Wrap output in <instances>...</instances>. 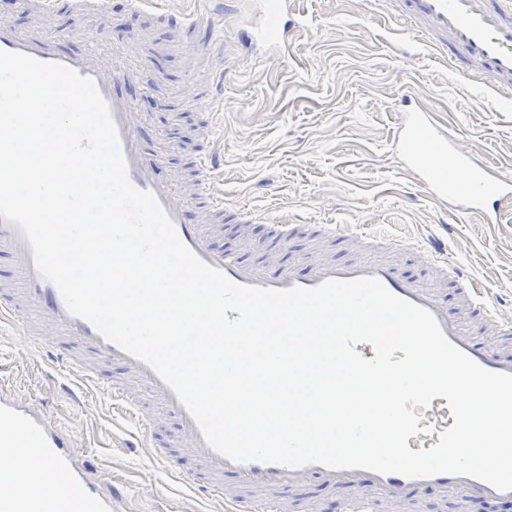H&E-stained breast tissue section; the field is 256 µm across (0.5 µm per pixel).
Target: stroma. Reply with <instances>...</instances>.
Listing matches in <instances>:
<instances>
[{"label":"stroma","mask_w":512,"mask_h":512,"mask_svg":"<svg viewBox=\"0 0 512 512\" xmlns=\"http://www.w3.org/2000/svg\"><path fill=\"white\" fill-rule=\"evenodd\" d=\"M160 6L167 20L129 12L126 0H108L105 18L114 34L102 50L108 65L130 71L124 90L146 115L142 136L162 160L161 176L189 190L190 163L202 130H209L224 150L228 202L286 223L304 208L313 223H360L402 243L448 234L453 259L494 288L503 310L512 309V218L493 226L449 223L447 205L414 186L394 144L397 97L411 82L419 102L465 147L512 170V112L488 115L473 88L431 51L402 52L399 23L386 14L369 17V0H290L302 22L290 29L282 59L241 40V23L253 4L239 0L237 13L221 25L239 63L224 79L223 103L208 126L201 87L211 61L190 59L188 49L206 45L212 31L200 26L181 40L173 32L174 18L201 10L204 0H161ZM0 23L45 30L66 52L86 47V18L64 4L42 15L22 0H0ZM124 33L139 37L137 56L123 55L118 37ZM59 372L49 357L33 351L16 323L0 322V382L48 410L103 491L125 486L122 512H208L205 502L172 489L147 449L125 447V426L108 397L76 388L61 393L54 382ZM396 512H512V505L428 490Z\"/></svg>","instance_id":"1"}]
</instances>
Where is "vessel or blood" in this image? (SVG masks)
Listing matches in <instances>:
<instances>
[{"mask_svg":"<svg viewBox=\"0 0 512 512\" xmlns=\"http://www.w3.org/2000/svg\"><path fill=\"white\" fill-rule=\"evenodd\" d=\"M209 2L208 8L182 18L181 32L202 24L214 25L234 12L237 4V0ZM394 2L407 42L432 47L448 59L461 78L478 76L477 86L486 93L481 101L486 111H512V0ZM72 3L89 17L85 30L89 44L82 53L60 51L54 37L44 32L20 31L4 24H0V49L56 61L95 80L115 122L130 183L154 194L179 238L203 261L222 269L235 282L278 289L314 287L329 278L376 277L393 294L429 310L445 336L481 367L512 374V348H492L475 340L442 296L444 284H453L475 326L512 341V314L496 309L489 287L449 259L447 239H427L412 246L416 257L438 275L430 284L406 277L396 263L366 257V250L391 247L395 241L365 233L358 224L268 225V239L282 250L297 236L313 234L343 244L353 253L344 261L314 260L303 272L293 263L272 272L266 262L245 260L217 245L211 225L257 224L260 216L252 208L225 199L214 176L220 159L211 140H204L198 154L197 177L190 195L178 193L157 177L159 160L142 143L137 105L119 92L121 76L108 69L101 56L99 21L105 13V0ZM288 28V0H257L256 11L244 21L241 32L249 44L283 52L288 45ZM205 52L214 61L207 78V101L214 109L222 101L232 54L220 35L212 37ZM401 102L395 145L416 185L434 201L447 204L459 223L499 224L504 216H512V173L475 159L433 110L416 104L412 92L402 91ZM193 202L200 214L195 224L187 221ZM0 249L7 251L19 274L16 287L0 289V318L16 321L36 352H49L58 367L91 383L123 407L151 459L167 468L192 494L218 503L223 512H258L262 507L268 512H288V490L300 489L314 479L326 487L345 490V503L356 512L370 508L371 502L364 496L368 488L391 504L428 488L474 499L512 501V490L498 491L466 476L437 474L410 479L363 469L331 470L318 464L290 469L256 461L233 462L205 442L175 393L149 366L104 339L88 320L68 311L58 288L37 271L31 247L20 229L2 219ZM113 366L123 371V379L109 375ZM420 415L428 431L409 438L408 446L415 451L436 445L440 432L454 423L442 397L434 398ZM165 416L174 419L172 430H164L161 419ZM0 447L12 449L17 465L34 473L28 485L0 484V512H116L123 499L116 489L103 493L99 482L87 475L49 414L7 395L0 397ZM187 460L192 463L188 469L183 466Z\"/></svg>","mask_w":512,"mask_h":512,"instance_id":"1","label":"vessel or blood"}]
</instances>
